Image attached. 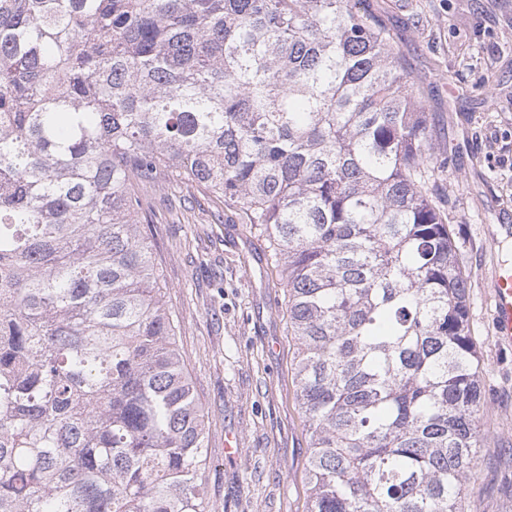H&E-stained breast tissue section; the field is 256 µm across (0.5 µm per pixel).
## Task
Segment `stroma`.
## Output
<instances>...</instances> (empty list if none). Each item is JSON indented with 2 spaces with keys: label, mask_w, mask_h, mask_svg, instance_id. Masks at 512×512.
<instances>
[{
  "label": "stroma",
  "mask_w": 512,
  "mask_h": 512,
  "mask_svg": "<svg viewBox=\"0 0 512 512\" xmlns=\"http://www.w3.org/2000/svg\"><path fill=\"white\" fill-rule=\"evenodd\" d=\"M406 55L448 149L450 227L479 351L480 448L465 512H512V349L495 342L492 288L512 267V0H364ZM146 225L206 416L212 512H306L309 439L290 370L284 293L263 236L203 189L144 192ZM235 436L237 454L224 451Z\"/></svg>",
  "instance_id": "obj_1"
}]
</instances>
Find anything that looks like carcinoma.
I'll return each mask as SVG.
<instances>
[{"label": "carcinoma", "mask_w": 512, "mask_h": 512, "mask_svg": "<svg viewBox=\"0 0 512 512\" xmlns=\"http://www.w3.org/2000/svg\"><path fill=\"white\" fill-rule=\"evenodd\" d=\"M362 0H0V512H211L141 189L281 263L307 512H464L478 354L445 147Z\"/></svg>", "instance_id": "1"}]
</instances>
